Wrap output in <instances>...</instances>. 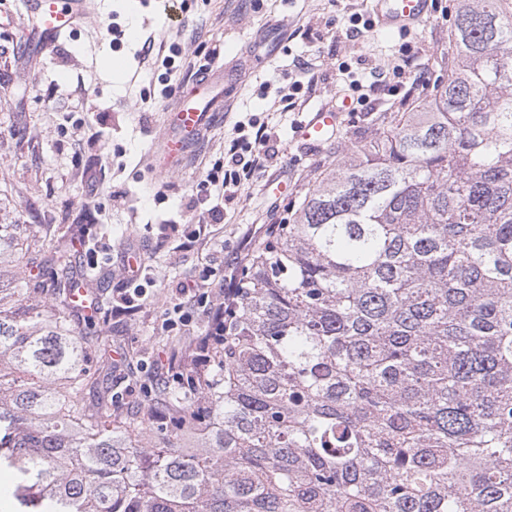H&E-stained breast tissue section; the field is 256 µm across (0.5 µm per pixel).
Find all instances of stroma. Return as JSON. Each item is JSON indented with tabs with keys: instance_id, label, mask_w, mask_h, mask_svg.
Segmentation results:
<instances>
[{
	"instance_id": "35a3bbf8",
	"label": "stroma",
	"mask_w": 512,
	"mask_h": 512,
	"mask_svg": "<svg viewBox=\"0 0 512 512\" xmlns=\"http://www.w3.org/2000/svg\"><path fill=\"white\" fill-rule=\"evenodd\" d=\"M140 0H95L77 36L53 50L21 54L24 22L0 15V224L30 244L55 242L82 224L98 255L100 288L96 325L112 331L117 352L106 380L116 409L126 412L145 399L160 400L180 379L190 340L206 328L163 326L177 285L212 265L215 252L232 256L248 235L263 236L266 210L281 200L299 202L323 174L340 164L353 140L379 132L400 103L382 96L372 112L356 103L352 79L367 82L373 70L391 69L403 55L416 56L429 77L447 74L449 26L455 0H431L424 19L404 31L376 25L357 35L353 17L371 21L372 0H162L142 9ZM124 32L114 40L110 28ZM155 40L151 55L144 38ZM174 55L176 67L161 65ZM220 62L233 93L224 110L182 161L161 174L151 150L162 125L164 83L180 88L195 80L196 66ZM296 104L280 98L293 82ZM354 103L339 133L317 149L298 137L309 112ZM256 117L267 124L279 154L254 174L241 197L224 204L223 223L207 244L184 249L186 225L203 218L189 206L202 172L224 160V142L236 122ZM286 182L274 195L270 180ZM137 247L147 305L132 316L113 312L114 296L127 284L128 244ZM170 358L157 371V357Z\"/></svg>"
}]
</instances>
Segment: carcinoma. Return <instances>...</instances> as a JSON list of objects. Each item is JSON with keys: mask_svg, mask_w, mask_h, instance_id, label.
Segmentation results:
<instances>
[{"mask_svg": "<svg viewBox=\"0 0 512 512\" xmlns=\"http://www.w3.org/2000/svg\"><path fill=\"white\" fill-rule=\"evenodd\" d=\"M450 35L426 107L254 250L166 423L112 410L68 265L39 304L0 289L13 512H512V0H457Z\"/></svg>", "mask_w": 512, "mask_h": 512, "instance_id": "cac0c4a2", "label": "carcinoma"}]
</instances>
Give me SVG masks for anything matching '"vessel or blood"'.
<instances>
[{"label": "vessel or blood", "instance_id": "1", "mask_svg": "<svg viewBox=\"0 0 512 512\" xmlns=\"http://www.w3.org/2000/svg\"><path fill=\"white\" fill-rule=\"evenodd\" d=\"M378 21L385 28L410 26L427 13L429 0H373ZM94 0H19L18 13L25 22L26 43L39 51L58 45L74 33L91 13ZM230 91L224 83V66L210 65L192 85L176 91L167 107L159 136L156 166L159 170L178 167L193 141L222 109ZM349 100L310 113L299 128V137L315 148L333 138L349 111Z\"/></svg>", "mask_w": 512, "mask_h": 512}]
</instances>
